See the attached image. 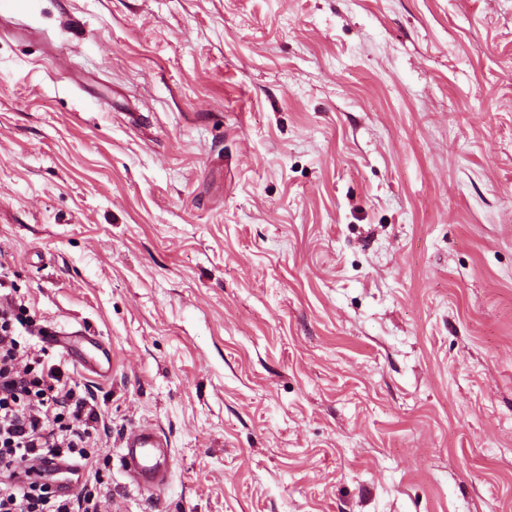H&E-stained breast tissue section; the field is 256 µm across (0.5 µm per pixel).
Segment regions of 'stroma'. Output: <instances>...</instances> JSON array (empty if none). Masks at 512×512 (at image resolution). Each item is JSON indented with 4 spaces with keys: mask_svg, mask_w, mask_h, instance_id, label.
I'll return each mask as SVG.
<instances>
[{
    "mask_svg": "<svg viewBox=\"0 0 512 512\" xmlns=\"http://www.w3.org/2000/svg\"><path fill=\"white\" fill-rule=\"evenodd\" d=\"M0 279L103 512H512V0H0ZM44 338L61 348L64 354L74 356L80 366L101 377L109 375L112 367L110 350L102 345L95 336L84 326L79 329H51ZM124 448V456L132 462L128 475L138 488L161 489L167 485L171 475L168 445L158 432L140 428L127 439Z\"/></svg>",
    "mask_w": 512,
    "mask_h": 512,
    "instance_id": "1",
    "label": "stroma"
}]
</instances>
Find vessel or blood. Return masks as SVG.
<instances>
[{
  "label": "vessel or blood",
  "mask_w": 512,
  "mask_h": 512,
  "mask_svg": "<svg viewBox=\"0 0 512 512\" xmlns=\"http://www.w3.org/2000/svg\"><path fill=\"white\" fill-rule=\"evenodd\" d=\"M47 340L75 357L84 370L101 377L109 375L111 353L90 330L54 328ZM124 455L132 463L128 475L137 487L160 489L167 485L171 475L168 445L154 429H138L127 439Z\"/></svg>",
  "instance_id": "1"
}]
</instances>
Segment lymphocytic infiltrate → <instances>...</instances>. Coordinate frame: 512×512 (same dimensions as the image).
I'll return each mask as SVG.
<instances>
[{
  "instance_id": "1",
  "label": "lymphocytic infiltrate",
  "mask_w": 512,
  "mask_h": 512,
  "mask_svg": "<svg viewBox=\"0 0 512 512\" xmlns=\"http://www.w3.org/2000/svg\"><path fill=\"white\" fill-rule=\"evenodd\" d=\"M22 307L0 301V512H99L98 490L72 496L23 478L34 462L60 459L93 467L95 441L104 419L59 364L23 350L18 328Z\"/></svg>"
}]
</instances>
